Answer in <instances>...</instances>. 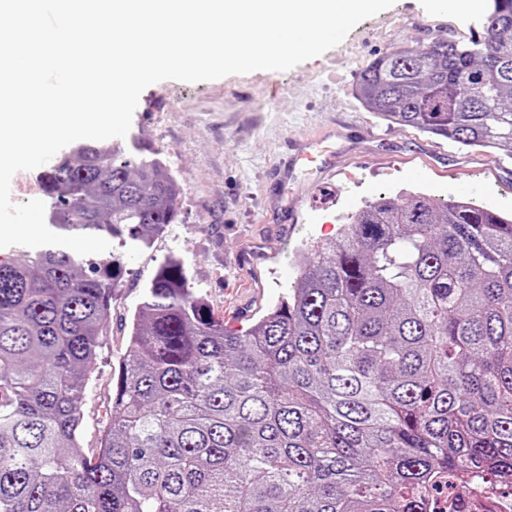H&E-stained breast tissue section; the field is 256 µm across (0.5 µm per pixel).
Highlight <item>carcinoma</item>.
Wrapping results in <instances>:
<instances>
[{"instance_id": "cac0c4a2", "label": "carcinoma", "mask_w": 512, "mask_h": 512, "mask_svg": "<svg viewBox=\"0 0 512 512\" xmlns=\"http://www.w3.org/2000/svg\"><path fill=\"white\" fill-rule=\"evenodd\" d=\"M483 28L377 57L356 96L512 158V0ZM142 151L79 143L45 170L48 228L151 248L181 186ZM298 265L288 296L229 330L165 256L89 454L81 409L130 269L53 245L0 258V512H426L444 470L512 482V216L382 198Z\"/></svg>"}]
</instances>
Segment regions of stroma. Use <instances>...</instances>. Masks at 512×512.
I'll return each instance as SVG.
<instances>
[{
    "label": "stroma",
    "mask_w": 512,
    "mask_h": 512,
    "mask_svg": "<svg viewBox=\"0 0 512 512\" xmlns=\"http://www.w3.org/2000/svg\"><path fill=\"white\" fill-rule=\"evenodd\" d=\"M484 8H437L396 0L355 26L325 54L288 71H255L211 81L165 80L143 92L121 147L141 142L182 186L179 218L153 248L127 252L132 274L113 296L105 336L82 407L81 444L97 446L109 417L112 370L128 354L125 320L144 283L168 254L180 256L192 286L231 330L247 329L294 288L301 245L335 237L364 202L407 190L512 215V159L506 151L462 148L447 139L377 119L354 96L360 73L396 46L471 39ZM318 134L336 145V167L313 175L291 168L288 143ZM465 172L471 192L457 178ZM329 191L314 195L313 179Z\"/></svg>",
    "instance_id": "stroma-1"
}]
</instances>
